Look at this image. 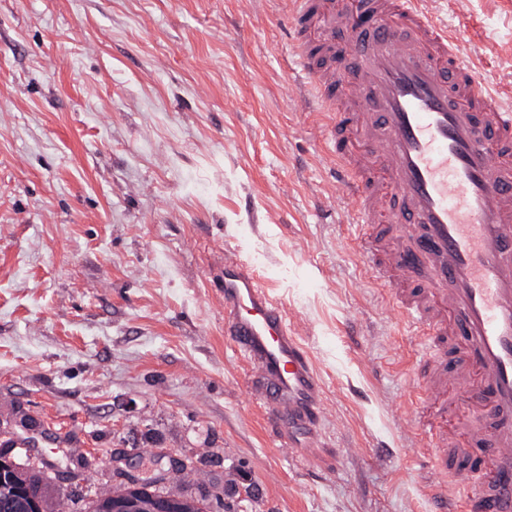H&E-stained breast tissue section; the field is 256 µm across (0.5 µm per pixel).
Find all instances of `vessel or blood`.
I'll use <instances>...</instances> for the list:
<instances>
[{
    "label": "vessel or blood",
    "instance_id": "1",
    "mask_svg": "<svg viewBox=\"0 0 512 512\" xmlns=\"http://www.w3.org/2000/svg\"><path fill=\"white\" fill-rule=\"evenodd\" d=\"M279 2L296 104L323 119L329 190L360 229L372 281L430 341L410 420L434 451L440 512H512V92L482 77L427 0ZM220 279L225 333L265 384L271 421L315 436L310 352L249 260L225 258ZM452 389L482 405L461 474L448 466Z\"/></svg>",
    "mask_w": 512,
    "mask_h": 512
}]
</instances>
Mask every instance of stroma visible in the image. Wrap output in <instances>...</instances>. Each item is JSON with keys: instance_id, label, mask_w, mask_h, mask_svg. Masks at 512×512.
<instances>
[{"instance_id": "stroma-1", "label": "stroma", "mask_w": 512, "mask_h": 512, "mask_svg": "<svg viewBox=\"0 0 512 512\" xmlns=\"http://www.w3.org/2000/svg\"><path fill=\"white\" fill-rule=\"evenodd\" d=\"M512 87V0H431ZM273 0H0V454L57 512L171 451L211 512H431L422 339L363 275ZM240 252L325 385L302 460L224 334Z\"/></svg>"}]
</instances>
